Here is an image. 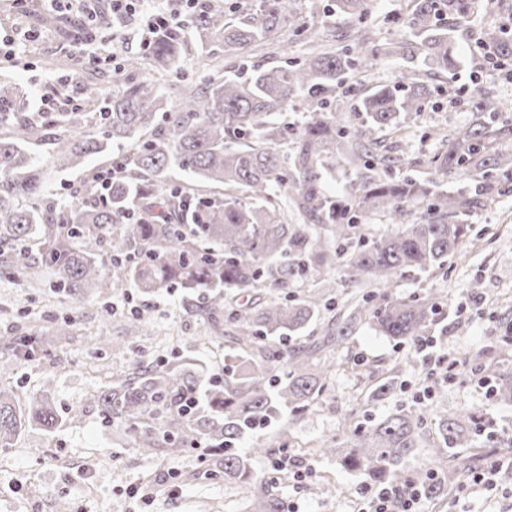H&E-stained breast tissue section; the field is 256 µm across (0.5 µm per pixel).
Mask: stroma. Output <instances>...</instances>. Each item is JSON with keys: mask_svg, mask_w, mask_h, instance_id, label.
<instances>
[{"mask_svg": "<svg viewBox=\"0 0 512 512\" xmlns=\"http://www.w3.org/2000/svg\"><path fill=\"white\" fill-rule=\"evenodd\" d=\"M410 6L411 0H369L367 24L381 42H390L398 36V21ZM38 14L35 0H0V27L33 33L15 59L0 62V75L25 92L29 111H42L45 94L54 97L56 111H69L80 97L81 81L90 78L102 79L105 92H112L115 67L127 57L145 53L140 25L131 22L117 32L106 15L92 47L111 55L112 62L88 65L72 39L41 27ZM308 45L303 34L289 37L284 50L258 45L243 59L225 65L223 73L244 78L253 66L275 65L288 55L303 56ZM455 51L461 59L459 69L439 77L440 93L425 112L406 121L408 155L414 161L409 174H421L422 159L438 148L434 140H422L424 131L470 119L465 107L449 104V94L490 89L512 103V80L482 69L469 40L456 38ZM468 222L473 226L472 245L443 269L406 277L394 290L400 297L427 291L437 295L439 315L432 334L441 338L446 351L458 346L474 352L498 347L506 326L512 324V191L494 194L470 214ZM474 281L481 285L476 300L469 290ZM307 290L319 293L336 316L347 297L369 292L370 287L346 281L343 271L336 269L298 284L291 293L298 296ZM181 304L180 293L166 290L151 297L136 294L128 301L119 295L62 300L28 287L6 269L0 271V353L6 350V337L23 334L30 323L73 319L72 335L55 339L11 379L21 393L51 381L62 410L84 403L94 389L137 361L163 364L188 350L209 373H222L228 346L204 337L200 323L183 317ZM134 310L150 325L143 336L129 340L123 326ZM331 357L336 370L317 403L304 416L284 415L258 433L269 447L285 448L288 455L311 464V480L321 484V492L309 494L305 483L284 472L272 473L269 457L251 460L254 477L275 484L282 497L294 503L295 512H357L359 478L336 459L313 458L312 448L322 440L342 437L344 415L360 422L367 416L383 418L398 407L414 408L413 395L432 369L412 345L396 344L367 325ZM396 365L402 368V389L389 400L368 401L369 388ZM430 402L448 412L476 406L495 421L501 437L484 447V454L512 447V404L491 398L472 375L463 373L435 386ZM203 470L195 451L175 457L140 456L131 427L106 423L100 411L91 408L82 420L53 432L27 428L13 447L0 448V512H254L245 490L219 477L205 478ZM425 508L427 512H512V473L502 474L492 490H459L441 505L429 501Z\"/></svg>", "mask_w": 512, "mask_h": 512, "instance_id": "stroma-1", "label": "stroma"}]
</instances>
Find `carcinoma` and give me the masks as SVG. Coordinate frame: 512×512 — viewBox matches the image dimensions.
<instances>
[{
  "label": "carcinoma",
  "mask_w": 512,
  "mask_h": 512,
  "mask_svg": "<svg viewBox=\"0 0 512 512\" xmlns=\"http://www.w3.org/2000/svg\"><path fill=\"white\" fill-rule=\"evenodd\" d=\"M262 21H225L219 11L199 15L194 28L202 39L221 44L209 58L210 72L176 86L178 99L154 88L184 60L182 32L168 30L152 40L147 59L125 60L124 69L141 74L105 98L94 80L81 89L83 101L101 104L97 130L87 129L83 109L26 111L15 84L0 81V265L20 271L31 288L67 296H112L128 288L149 297L164 288L183 293L188 316L205 324L218 343L231 338L224 376L205 389L202 408L185 414L182 398L197 390L202 369L192 357L159 367L134 366L131 373L89 396L109 422L136 425V446L180 455L189 435L206 444V473L248 487L261 512H281L282 498L272 484L257 481L251 458L274 449L257 432L290 411L301 416L327 390L329 367L315 356L343 343L360 323L408 344L429 336L438 314L431 293L410 299L391 292L410 272L444 266L471 239L465 216L512 181V123L492 90L473 93V119L439 138L426 165L431 172L458 175L475 183L472 195H450L432 177H396L409 164L407 150L392 155L381 134L398 130L402 119L425 111L432 89L416 70H404L359 98L364 116L348 132L333 110L336 93L350 96L345 76L365 77L381 55L419 58L433 76L459 67L455 38L466 30L482 0H414L399 37L378 42L364 24L368 0H334L335 13L353 22L350 44L338 51L316 43L284 66L258 68L242 81L220 75L226 60H237L251 46L281 41L284 27L307 29L300 0H264ZM481 43L504 69L512 67V35L487 29ZM298 105L301 124L286 129L277 114ZM126 143L133 152L122 173L99 189L103 168L89 157L108 154ZM48 146L50 160L31 150ZM79 170L80 199L66 203L49 192L47 162ZM357 174V188L343 201L321 189L320 168L340 164ZM178 166L195 174L192 184L167 180ZM224 185V197L205 187ZM381 214L398 229L366 233L359 217ZM343 265L348 275L376 287L351 297L340 320H328L311 342L291 348L278 340L299 336L326 308L315 294L295 299L240 302L230 291L288 288ZM40 332L11 336L10 353L0 359V447H13L21 430L54 431L81 418L76 405L63 416L46 387L19 396L10 385L16 368L44 351ZM474 368L493 381L494 396L512 404V371L479 362ZM393 368L372 386L370 398L384 400L401 385ZM437 420L438 441L425 436L427 417ZM476 407L454 413L397 408L364 427L344 421L349 436L336 445L325 440L318 454L366 484L402 485L412 481L422 495L440 501L466 481L474 458L457 452L475 448L482 433ZM430 448L437 466L406 475V463L419 448Z\"/></svg>",
  "instance_id": "carcinoma-1"
}]
</instances>
